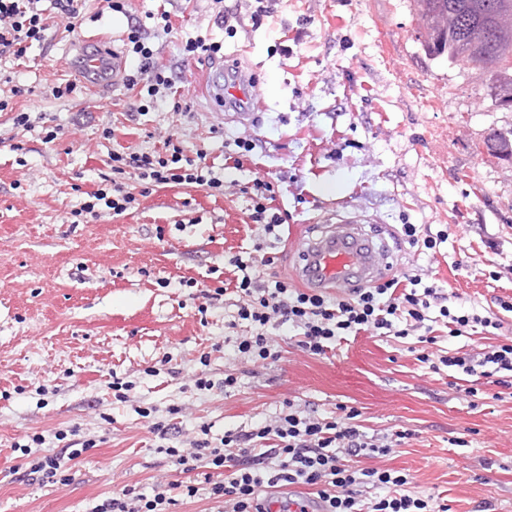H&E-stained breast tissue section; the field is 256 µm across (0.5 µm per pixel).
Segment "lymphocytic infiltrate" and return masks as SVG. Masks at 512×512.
I'll return each instance as SVG.
<instances>
[{"instance_id": "obj_1", "label": "lymphocytic infiltrate", "mask_w": 512, "mask_h": 512, "mask_svg": "<svg viewBox=\"0 0 512 512\" xmlns=\"http://www.w3.org/2000/svg\"><path fill=\"white\" fill-rule=\"evenodd\" d=\"M39 0H0V57L21 58L26 43L41 40L49 22L38 7ZM126 45L138 65L127 75L126 85L139 96V109L146 112L165 103L172 90V79L154 60L141 25L130 26ZM112 174L103 178L91 192L83 210L94 214L102 205L120 215L134 207L137 192L128 186L136 180L140 191L161 185L201 188L222 193L224 180L206 153L188 156L179 141L167 139L163 151L113 152ZM253 211L250 219L260 226L265 238L281 240L287 213L269 212L274 185L256 175ZM239 277L235 319L246 333L235 341L239 353L255 361L278 360L273 331L285 328L298 347L313 355H323L349 338L363 332L404 338L424 328L429 318H437L456 337L464 329L478 325L501 329V312H512V299L497 298V311L480 314L474 305L445 304L446 296L437 285L423 284L419 275L403 274L368 286L353 287L344 294L331 295L311 288H295L274 273L261 274L241 257L230 260ZM420 362L433 372L451 371L457 377L480 376L497 385L512 387V341L481 349L479 352H448L438 358L419 354ZM356 409L344 415L320 416L292 407L274 420L247 430L226 432L220 443L200 437L192 440L191 451L170 445L160 451L170 457L186 482L180 483L179 497L167 490L153 496L124 487L113 493L95 512H173L177 499L191 500L198 493L220 503L222 512H268L261 489L301 486L311 502L323 512H447L432 496L423 497L407 487L406 476L392 469L367 467V460L393 453L406 439V432H368L358 423ZM42 435H31L21 450L29 458L27 475L46 483L68 482L69 462L80 455L33 454L42 445ZM204 470L203 483L189 481L188 475Z\"/></svg>"}]
</instances>
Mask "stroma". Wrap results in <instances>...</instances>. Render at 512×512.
<instances>
[{
    "mask_svg": "<svg viewBox=\"0 0 512 512\" xmlns=\"http://www.w3.org/2000/svg\"><path fill=\"white\" fill-rule=\"evenodd\" d=\"M124 6L85 0L75 31L55 18L23 59L0 61V98L10 105L0 112V512H92L127 485L153 495L184 476L158 452L152 420L173 424L171 442L185 449L200 427L217 442L290 403L327 416L346 405L366 430L407 431L372 466L406 473L412 491L440 496L448 512H512V396L499 397L498 385L481 379L476 395L456 391L417 361L414 335L364 334L323 357L287 344L278 361L256 362L234 346V307L198 291L234 288L230 258L257 250L293 278L294 240L362 214L383 231L400 272L484 308L512 296V161L486 151L489 137L512 130V107L497 104L493 71L428 59L410 0H278L258 27L251 0ZM162 7L168 34L153 18ZM221 8L233 13L234 33L217 23ZM134 19L176 93L132 121L134 92L90 94L66 54L83 36L125 50ZM190 38L221 44V55H185ZM224 64L258 82L262 105L249 120L206 96L208 72ZM65 79L75 92L54 98ZM17 112L34 115L33 127H15ZM106 126L113 139L102 137ZM171 136L222 169L223 193L170 185L140 197L132 213L73 219L109 174L112 151L159 150ZM239 138L256 139V155L225 167ZM257 171L276 178L270 206L290 215L274 244H260L250 226L244 189ZM403 222L448 239L435 256L416 252L397 241ZM434 334L437 348L476 352L512 339V313L495 335L470 328L452 337L439 323ZM200 372L212 389H197ZM228 373L238 378L231 390ZM117 378L131 385L122 402ZM146 407L154 419L141 417ZM34 433L46 451L80 449L67 484L23 478L19 446Z\"/></svg>",
    "mask_w": 512,
    "mask_h": 512,
    "instance_id": "obj_1",
    "label": "stroma"
}]
</instances>
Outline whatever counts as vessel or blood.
I'll use <instances>...</instances> for the list:
<instances>
[{
    "mask_svg": "<svg viewBox=\"0 0 512 512\" xmlns=\"http://www.w3.org/2000/svg\"><path fill=\"white\" fill-rule=\"evenodd\" d=\"M73 48V62L91 94L98 95L119 86L124 78L126 60L113 46L94 37L78 39ZM207 95L219 106L257 100L253 80L227 81L220 68L210 77ZM297 250V281L325 292L344 282L374 284L390 278L397 271L387 241L363 231L351 218L342 219L340 225L319 235L303 239Z\"/></svg>",
    "mask_w": 512,
    "mask_h": 512,
    "instance_id": "vessel-or-blood-1",
    "label": "vessel or blood"
}]
</instances>
